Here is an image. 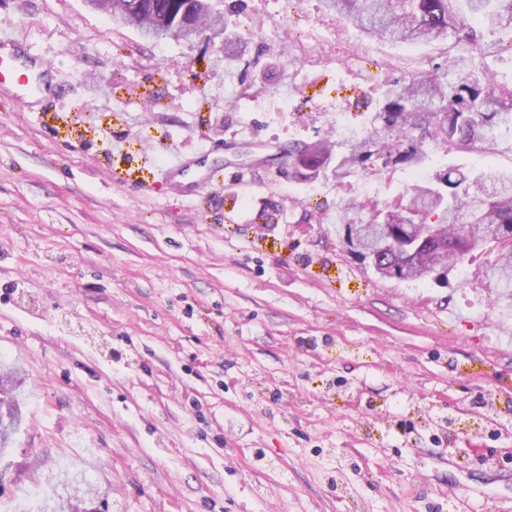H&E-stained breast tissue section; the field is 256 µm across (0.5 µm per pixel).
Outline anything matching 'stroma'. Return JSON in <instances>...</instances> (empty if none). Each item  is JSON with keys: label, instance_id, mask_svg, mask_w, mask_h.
Wrapping results in <instances>:
<instances>
[{"label": "stroma", "instance_id": "obj_1", "mask_svg": "<svg viewBox=\"0 0 512 512\" xmlns=\"http://www.w3.org/2000/svg\"><path fill=\"white\" fill-rule=\"evenodd\" d=\"M227 33L147 41L84 0H0V35L56 67L0 86V374L18 428L0 512H493L512 506V311L493 250L446 283L384 279L336 234L477 152L372 158L349 186L243 159L366 130L444 43L370 39L321 0H210ZM244 53L224 63V36ZM213 150L197 156L199 140ZM194 158L161 179L173 151ZM222 184L193 192L206 177Z\"/></svg>", "mask_w": 512, "mask_h": 512}]
</instances>
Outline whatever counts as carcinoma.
Listing matches in <instances>:
<instances>
[{
  "label": "carcinoma",
  "mask_w": 512,
  "mask_h": 512,
  "mask_svg": "<svg viewBox=\"0 0 512 512\" xmlns=\"http://www.w3.org/2000/svg\"><path fill=\"white\" fill-rule=\"evenodd\" d=\"M336 14L365 34L383 41L454 44L476 51L466 63H452L422 77L398 81L391 88L372 127L357 141L338 144L328 138L313 143L281 147L288 158L286 172L297 181H315L331 173L343 183L372 157L387 164L418 168L424 146L473 151L493 138L494 131L512 128V88L498 80L483 63L484 33L477 25L512 30V0H324ZM150 0H116L112 7L123 14L125 24L152 31L153 39H181L190 33L175 30L173 22L195 0H166L173 11L171 23L155 28L150 19ZM339 224H434L426 247L395 238L378 254V266L390 278L422 279L430 275L423 256L444 252L457 265L465 254L490 242L467 236L468 225L483 224L498 243L504 244L492 273L500 286L499 300L512 307V172L474 169L452 175L437 174L397 201L380 208L376 204H346ZM8 395V380L0 378V452L11 444L16 412Z\"/></svg>",
  "instance_id": "1"
}]
</instances>
